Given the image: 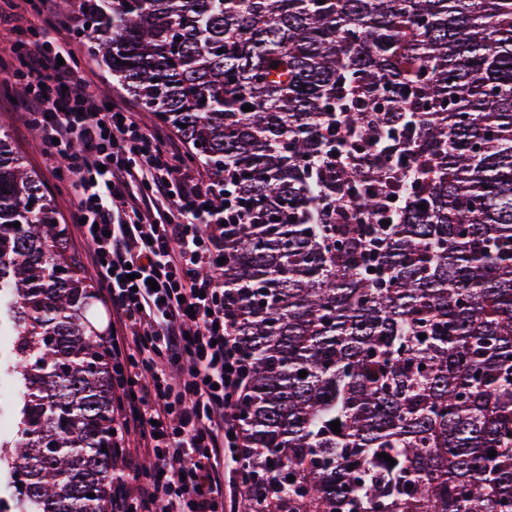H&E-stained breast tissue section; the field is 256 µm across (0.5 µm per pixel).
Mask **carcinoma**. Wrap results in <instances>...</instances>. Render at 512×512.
<instances>
[{
	"label": "carcinoma",
	"instance_id": "cac0c4a2",
	"mask_svg": "<svg viewBox=\"0 0 512 512\" xmlns=\"http://www.w3.org/2000/svg\"><path fill=\"white\" fill-rule=\"evenodd\" d=\"M81 20L227 186L246 512H512V0H82ZM2 288L0 512H106L97 293L0 127Z\"/></svg>",
	"mask_w": 512,
	"mask_h": 512
}]
</instances>
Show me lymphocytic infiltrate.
<instances>
[{
    "label": "lymphocytic infiltrate",
    "instance_id": "lymphocytic-infiltrate-1",
    "mask_svg": "<svg viewBox=\"0 0 512 512\" xmlns=\"http://www.w3.org/2000/svg\"><path fill=\"white\" fill-rule=\"evenodd\" d=\"M55 0H0L25 41L12 71L47 167L67 177L71 226L101 290L111 359L114 477L108 512H224V461L241 446L244 387L224 282L201 276L224 255V180L178 174L179 153L121 103L104 107L47 23Z\"/></svg>",
    "mask_w": 512,
    "mask_h": 512
}]
</instances>
